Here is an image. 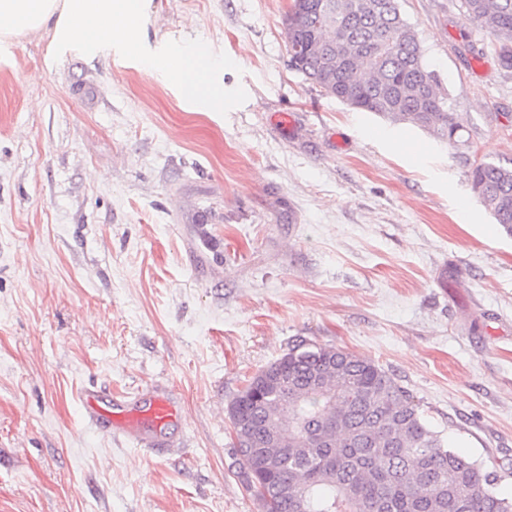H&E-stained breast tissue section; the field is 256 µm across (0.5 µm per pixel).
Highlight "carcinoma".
Listing matches in <instances>:
<instances>
[{"label": "carcinoma", "mask_w": 512, "mask_h": 512, "mask_svg": "<svg viewBox=\"0 0 512 512\" xmlns=\"http://www.w3.org/2000/svg\"><path fill=\"white\" fill-rule=\"evenodd\" d=\"M512 70V0H461ZM289 64L339 101L452 140L446 94L398 0H293ZM470 184L512 235V168ZM239 470L263 512H512L497 477L452 449L375 360L300 339L230 401Z\"/></svg>", "instance_id": "carcinoma-1"}]
</instances>
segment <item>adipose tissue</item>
Listing matches in <instances>:
<instances>
[{
  "label": "adipose tissue",
  "mask_w": 512,
  "mask_h": 512,
  "mask_svg": "<svg viewBox=\"0 0 512 512\" xmlns=\"http://www.w3.org/2000/svg\"><path fill=\"white\" fill-rule=\"evenodd\" d=\"M151 0H0V44L46 32L61 48L88 50L116 45L141 54V34ZM143 57L147 73L178 84L182 95L209 112L224 108L220 63L205 47L178 45Z\"/></svg>",
  "instance_id": "1"
}]
</instances>
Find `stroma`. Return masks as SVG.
I'll list each match as a JSON object with an SVG mask.
<instances>
[{"mask_svg":"<svg viewBox=\"0 0 512 512\" xmlns=\"http://www.w3.org/2000/svg\"><path fill=\"white\" fill-rule=\"evenodd\" d=\"M291 4L153 0L144 53L208 44L220 112L116 48L0 49V512H262L227 406L295 339L378 362L512 498V237L469 181L512 167V73L460 0H399L441 140L291 69ZM93 386L168 398L167 448L100 431Z\"/></svg>","mask_w":512,"mask_h":512,"instance_id":"1","label":"stroma"}]
</instances>
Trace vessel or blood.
<instances>
[{
	"label": "vessel or blood",
	"instance_id": "vessel-or-blood-1",
	"mask_svg": "<svg viewBox=\"0 0 512 512\" xmlns=\"http://www.w3.org/2000/svg\"><path fill=\"white\" fill-rule=\"evenodd\" d=\"M81 401L89 418L96 424L116 435L133 434L139 437L142 447L160 448L164 442L156 431L164 427L174 417V409L163 396H153L145 410L130 407L129 410L113 412L105 406L104 396L96 390H85Z\"/></svg>",
	"mask_w": 512,
	"mask_h": 512
}]
</instances>
